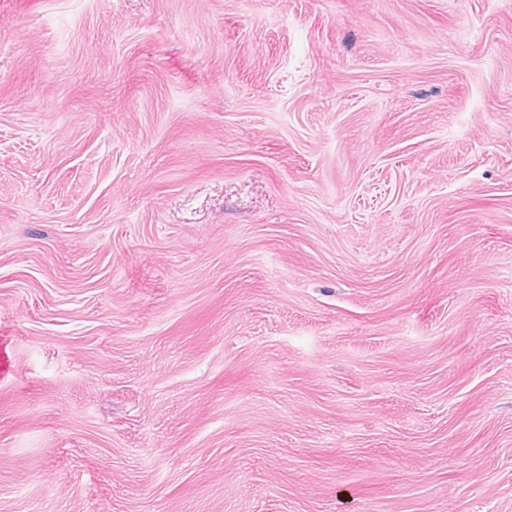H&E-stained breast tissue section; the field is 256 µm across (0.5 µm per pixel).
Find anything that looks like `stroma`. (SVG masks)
I'll list each match as a JSON object with an SVG mask.
<instances>
[{
  "instance_id": "obj_1",
  "label": "stroma",
  "mask_w": 512,
  "mask_h": 512,
  "mask_svg": "<svg viewBox=\"0 0 512 512\" xmlns=\"http://www.w3.org/2000/svg\"><path fill=\"white\" fill-rule=\"evenodd\" d=\"M0 512H512V0H0Z\"/></svg>"
}]
</instances>
